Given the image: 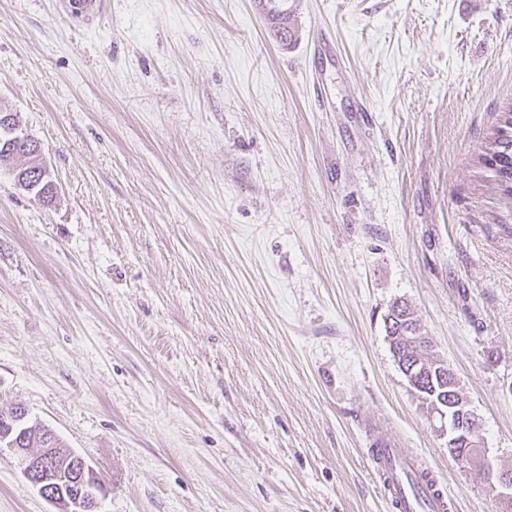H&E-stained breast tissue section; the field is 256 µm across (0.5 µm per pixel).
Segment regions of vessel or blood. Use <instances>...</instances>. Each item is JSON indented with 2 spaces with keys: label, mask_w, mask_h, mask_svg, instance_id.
Returning a JSON list of instances; mask_svg holds the SVG:
<instances>
[{
  "label": "vessel or blood",
  "mask_w": 512,
  "mask_h": 512,
  "mask_svg": "<svg viewBox=\"0 0 512 512\" xmlns=\"http://www.w3.org/2000/svg\"><path fill=\"white\" fill-rule=\"evenodd\" d=\"M369 455L395 512H447L446 495L421 480L424 465L419 458L381 436L372 441Z\"/></svg>",
  "instance_id": "vessel-or-blood-1"
}]
</instances>
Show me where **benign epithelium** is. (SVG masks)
Wrapping results in <instances>:
<instances>
[{
	"label": "benign epithelium",
	"instance_id": "obj_1",
	"mask_svg": "<svg viewBox=\"0 0 512 512\" xmlns=\"http://www.w3.org/2000/svg\"><path fill=\"white\" fill-rule=\"evenodd\" d=\"M0 136L30 147L27 158L33 172L17 170L14 175L19 186L39 195L44 180H53L39 144L19 130L8 115L0 118ZM400 340L403 349L396 361L413 386L426 380L447 383V398L434 403L428 414L436 431L446 439V446L458 454L457 462L474 471L499 500L512 503V471L496 468L488 457L478 434L477 417L459 389L454 372L443 360L426 355L431 341L420 328L408 329ZM5 450L21 458L24 476L57 512H98L102 486L93 468L84 457L59 446L54 432L35 433V423L27 419L23 409L0 414V454Z\"/></svg>",
	"mask_w": 512,
	"mask_h": 512
}]
</instances>
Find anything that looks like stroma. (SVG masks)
I'll list each match as a JSON object with an SVG mask.
<instances>
[{"label":"stroma","mask_w":512,"mask_h":512,"mask_svg":"<svg viewBox=\"0 0 512 512\" xmlns=\"http://www.w3.org/2000/svg\"><path fill=\"white\" fill-rule=\"evenodd\" d=\"M0 0V412L83 456L103 512H391L373 434L453 512L385 318L415 311L512 470V224L476 163L512 102V0ZM336 52L318 56L319 33ZM0 512H54L0 454ZM286 1L287 0H259V5H261L265 14L271 37L284 46L290 45L295 37V31L291 25L290 17L280 19L281 13L279 12V7ZM286 21H288V24H286ZM1 110L0 114L2 113ZM4 115L5 113L1 114L2 120L0 121L2 137L13 144L24 143L27 147H30V152L26 156L29 158L27 166H31L34 173H29L23 169L22 171L15 170L14 175L18 185L23 187L26 191L36 195V197L41 193V187L44 183V179L51 181L54 189L58 190L57 183L53 180L50 166L47 163L39 144L28 134L19 130L18 127H16V124L12 122L11 116ZM34 175L36 176L34 177Z\"/></svg>","instance_id":"stroma-1"}]
</instances>
